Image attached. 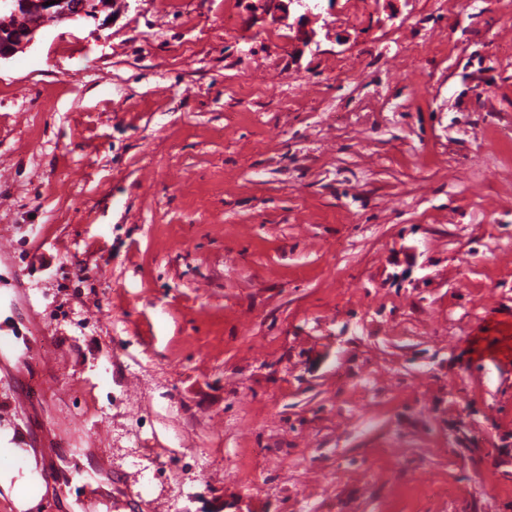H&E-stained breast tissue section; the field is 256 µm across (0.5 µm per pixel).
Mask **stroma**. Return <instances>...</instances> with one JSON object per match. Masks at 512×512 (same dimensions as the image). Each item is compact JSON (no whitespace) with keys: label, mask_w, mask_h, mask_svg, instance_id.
I'll return each mask as SVG.
<instances>
[{"label":"stroma","mask_w":512,"mask_h":512,"mask_svg":"<svg viewBox=\"0 0 512 512\" xmlns=\"http://www.w3.org/2000/svg\"><path fill=\"white\" fill-rule=\"evenodd\" d=\"M311 26L128 0L0 61V436L98 434L136 512H512V0Z\"/></svg>","instance_id":"1"}]
</instances>
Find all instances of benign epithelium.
Masks as SVG:
<instances>
[{"label":"benign epithelium","mask_w":512,"mask_h":512,"mask_svg":"<svg viewBox=\"0 0 512 512\" xmlns=\"http://www.w3.org/2000/svg\"><path fill=\"white\" fill-rule=\"evenodd\" d=\"M323 0H270L272 9L281 16H295L297 28H302L313 12L321 8ZM126 0H0V60L12 57L27 48L43 28L38 20L19 29L14 20L20 11L36 15H54L59 21L93 20L104 27L117 15Z\"/></svg>","instance_id":"benign-epithelium-1"}]
</instances>
